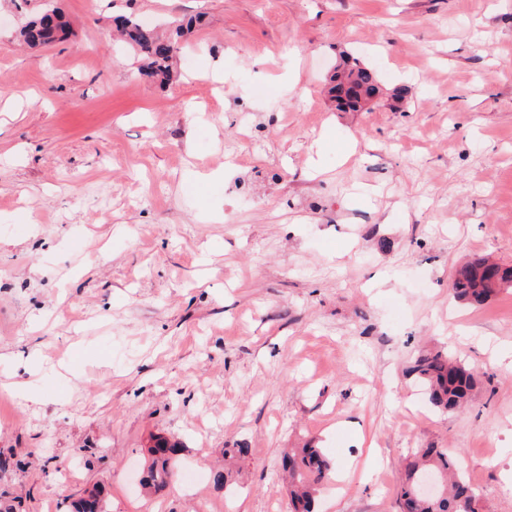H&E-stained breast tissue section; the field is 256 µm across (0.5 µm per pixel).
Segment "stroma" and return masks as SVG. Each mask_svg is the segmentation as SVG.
I'll use <instances>...</instances> for the list:
<instances>
[{
  "label": "stroma",
  "mask_w": 512,
  "mask_h": 512,
  "mask_svg": "<svg viewBox=\"0 0 512 512\" xmlns=\"http://www.w3.org/2000/svg\"><path fill=\"white\" fill-rule=\"evenodd\" d=\"M48 5L66 40L18 44ZM119 15L202 16L175 83ZM343 56L385 98L337 111ZM476 256L512 265V0H0V512H290L308 441L318 512H399L415 448L512 512V287L454 300ZM424 350L479 372L470 404L419 394ZM178 447L170 444L166 439L157 438L153 446L148 448L151 463L141 480L144 489H156L164 486L171 476L172 456L176 455ZM282 470L288 474L292 512H313L315 494L328 478L329 461L319 448L307 445L288 451L282 459Z\"/></svg>",
  "instance_id": "obj_1"
}]
</instances>
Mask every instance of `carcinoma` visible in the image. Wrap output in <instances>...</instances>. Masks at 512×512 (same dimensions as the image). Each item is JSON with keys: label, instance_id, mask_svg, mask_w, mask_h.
Returning <instances> with one entry per match:
<instances>
[{"label": "carcinoma", "instance_id": "cac0c4a2", "mask_svg": "<svg viewBox=\"0 0 512 512\" xmlns=\"http://www.w3.org/2000/svg\"><path fill=\"white\" fill-rule=\"evenodd\" d=\"M62 27L64 24L60 22L51 26L42 15L22 27L18 37L33 46L47 45L56 40L57 31ZM121 28L143 61L139 71L162 82L169 81L171 55L160 46L155 30L130 18L121 19ZM329 81L349 85L348 99L335 97L338 109L343 112H356L364 108L360 94L371 96L380 90L375 74L358 63H343L342 70H334ZM495 281L512 283V267L490 265L486 260L476 259L454 270L451 276L452 293L459 301L479 306L495 292ZM410 372L428 393L430 403L442 412L464 407L478 382L477 373L471 367L439 351L417 356ZM177 452V445L163 438L155 439L154 445L148 448L151 463L141 480V486L148 490L164 486L171 476L172 456ZM282 470L288 474L292 512H314L316 492L330 471L329 461L320 449L310 445L292 449L282 459ZM428 473H434L440 479L453 475L446 496L435 499L421 496L419 483ZM397 500L401 512H477L478 506L475 489L466 480L457 458L445 448H422L417 451L415 460L407 464ZM73 508L74 512H104L101 491L92 488L88 496L79 499Z\"/></svg>", "mask_w": 512, "mask_h": 512}]
</instances>
